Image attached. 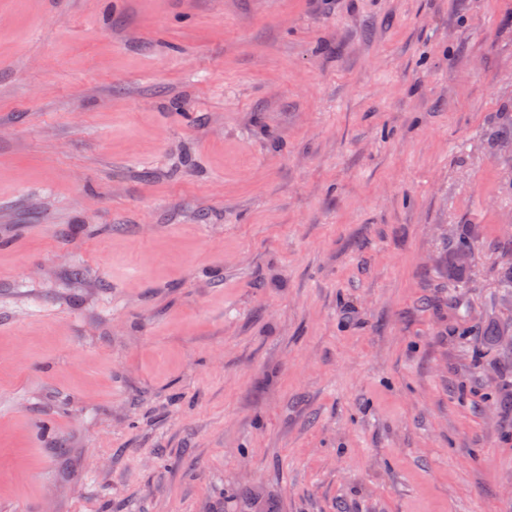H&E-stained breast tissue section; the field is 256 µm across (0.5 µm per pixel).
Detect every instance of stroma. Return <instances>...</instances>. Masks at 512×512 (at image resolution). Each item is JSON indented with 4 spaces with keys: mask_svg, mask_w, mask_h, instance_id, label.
<instances>
[{
    "mask_svg": "<svg viewBox=\"0 0 512 512\" xmlns=\"http://www.w3.org/2000/svg\"><path fill=\"white\" fill-rule=\"evenodd\" d=\"M511 127L512 0H0V512H512ZM474 243L468 235H459L448 252V282L453 288H464L463 274L469 264L461 262L460 256L471 254L474 251Z\"/></svg>",
    "mask_w": 512,
    "mask_h": 512,
    "instance_id": "35a3bbf8",
    "label": "stroma"
}]
</instances>
